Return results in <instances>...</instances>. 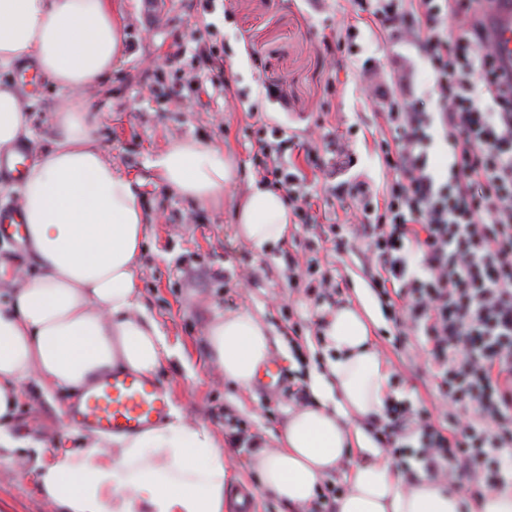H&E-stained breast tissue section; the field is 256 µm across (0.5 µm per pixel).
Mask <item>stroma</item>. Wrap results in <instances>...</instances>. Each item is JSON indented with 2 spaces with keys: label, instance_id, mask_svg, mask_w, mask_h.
<instances>
[{
  "label": "stroma",
  "instance_id": "1",
  "mask_svg": "<svg viewBox=\"0 0 512 512\" xmlns=\"http://www.w3.org/2000/svg\"><path fill=\"white\" fill-rule=\"evenodd\" d=\"M124 34V59L86 93L96 114L93 135L113 165L133 181L146 218L137 279L146 315L174 354L158 371L169 386L173 410L209 428L229 455L231 495L255 493L254 512H286L262 492L253 468L256 453L278 444L289 415L303 407L295 388L310 386L333 354L322 326L335 307L351 304L370 315L373 346L389 369L392 396L436 410L442 400L431 378L421 337L394 349L385 317L360 255L363 239L334 250L318 230L291 224L288 238L258 250L235 234L236 210L261 176L253 161L255 128L283 160L307 176V190L324 206L326 223L346 222L352 197L334 196L320 166L345 154L338 182L381 192L387 179L383 146L392 132L364 90L362 68L411 73L416 92L433 83L417 48L361 27L356 49L339 38L341 23H354L350 0H113ZM215 51L223 85L211 84L199 55ZM32 103L37 137L30 151L49 148L54 111L65 93L41 74L31 81L1 71ZM276 89L265 96L264 86ZM311 142L316 163L292 143ZM195 140L224 149L237 162V177L220 205L205 206L169 190L152 166L172 141ZM317 256L337 284L331 302L316 303L309 280L295 276L290 260ZM248 312L269 329L271 357L287 377L286 389L268 392L225 378L205 334L215 317ZM71 394L45 399L27 390L12 421L20 446L0 455V512H50L39 493L37 463L61 448L80 447L84 432L68 427ZM246 430L251 443L236 442Z\"/></svg>",
  "mask_w": 512,
  "mask_h": 512
}]
</instances>
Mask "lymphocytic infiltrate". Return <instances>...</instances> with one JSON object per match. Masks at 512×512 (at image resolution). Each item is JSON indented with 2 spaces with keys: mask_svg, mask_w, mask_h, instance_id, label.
Here are the masks:
<instances>
[{
  "mask_svg": "<svg viewBox=\"0 0 512 512\" xmlns=\"http://www.w3.org/2000/svg\"><path fill=\"white\" fill-rule=\"evenodd\" d=\"M479 0H352L357 17L411 39L434 75L427 111L405 93V74L363 72L387 101L394 146L382 206L365 200L361 235L381 277L383 310L397 329L422 333L447 425L426 409L391 400L381 430L398 465L419 459L427 473L466 475L478 490L512 485V81L484 42ZM440 126L453 160L436 181L427 144ZM258 165L283 189L302 225L317 223L301 172L267 142Z\"/></svg>",
  "mask_w": 512,
  "mask_h": 512,
  "instance_id": "lymphocytic-infiltrate-1",
  "label": "lymphocytic infiltrate"
}]
</instances>
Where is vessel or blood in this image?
Instances as JSON below:
<instances>
[{
	"label": "vessel or blood",
	"instance_id": "1",
	"mask_svg": "<svg viewBox=\"0 0 512 512\" xmlns=\"http://www.w3.org/2000/svg\"><path fill=\"white\" fill-rule=\"evenodd\" d=\"M485 32L496 48V61L503 74H512V0H485ZM28 148L0 155V180L20 181L28 167ZM263 388L281 389L283 371L276 361L259 370ZM170 414L167 386L154 376L115 370L84 387L71 401L67 424L80 431L112 436L135 435L153 428Z\"/></svg>",
	"mask_w": 512,
	"mask_h": 512
}]
</instances>
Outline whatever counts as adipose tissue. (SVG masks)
<instances>
[{"mask_svg": "<svg viewBox=\"0 0 512 512\" xmlns=\"http://www.w3.org/2000/svg\"><path fill=\"white\" fill-rule=\"evenodd\" d=\"M112 0H0V72L26 59L67 97L56 135L29 168L20 207L34 275L0 265L14 289L0 302V451L14 448L11 422L25 385L76 392L115 369L157 373L171 354L158 325L139 312L135 288L145 217L131 180L91 135L84 93L123 54ZM30 103L0 82V153L31 138ZM163 183L217 205L235 179V160L214 146L175 141L156 156ZM236 235L258 247L288 234L282 194L253 184L236 215ZM334 354L312 385L313 404L292 412L276 449L259 453L263 490L300 507L350 448L368 440L358 423L381 415L388 370L365 315L337 308L323 331ZM207 341L226 378L249 385L270 355L266 326L249 313L218 318ZM230 467L215 435L182 415L135 436L93 435L42 465L39 489L51 512H228ZM462 499L435 478L407 483L372 450L354 465L336 512H461Z\"/></svg>", "mask_w": 512, "mask_h": 512, "instance_id": "adipose-tissue-1", "label": "adipose tissue"}]
</instances>
